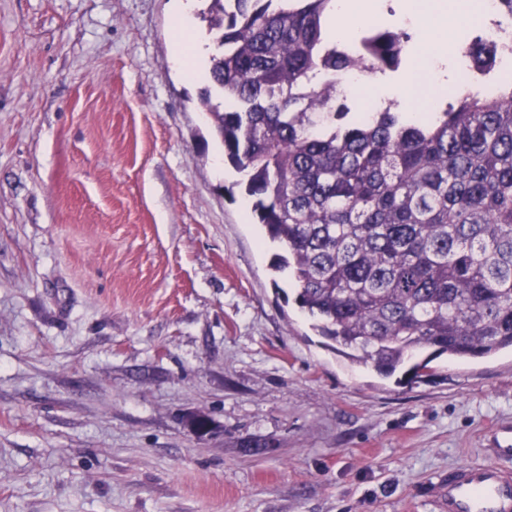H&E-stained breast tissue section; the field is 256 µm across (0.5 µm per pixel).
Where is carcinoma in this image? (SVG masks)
Here are the masks:
<instances>
[{
    "label": "carcinoma",
    "instance_id": "obj_1",
    "mask_svg": "<svg viewBox=\"0 0 512 512\" xmlns=\"http://www.w3.org/2000/svg\"><path fill=\"white\" fill-rule=\"evenodd\" d=\"M207 2L199 109L313 328L383 378L512 350V77L419 119L348 120L336 75L398 71L407 33L348 52L326 37L332 0ZM465 54L496 65L479 38Z\"/></svg>",
    "mask_w": 512,
    "mask_h": 512
}]
</instances>
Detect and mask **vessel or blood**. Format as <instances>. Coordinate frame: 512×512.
Masks as SVG:
<instances>
[{
    "label": "vessel or blood",
    "mask_w": 512,
    "mask_h": 512,
    "mask_svg": "<svg viewBox=\"0 0 512 512\" xmlns=\"http://www.w3.org/2000/svg\"><path fill=\"white\" fill-rule=\"evenodd\" d=\"M498 462L461 465L448 473L441 486L445 512H512V428H499L496 435Z\"/></svg>",
    "instance_id": "b4317fda"
}]
</instances>
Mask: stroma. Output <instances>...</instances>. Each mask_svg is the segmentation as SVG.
<instances>
[{
  "label": "stroma",
  "instance_id": "stroma-1",
  "mask_svg": "<svg viewBox=\"0 0 512 512\" xmlns=\"http://www.w3.org/2000/svg\"><path fill=\"white\" fill-rule=\"evenodd\" d=\"M172 26L171 0H0V512H439L512 424V354L398 384L337 353ZM174 47L171 57L174 68L184 72L188 78H206L207 73L199 62L201 47L193 39L190 53H186L182 39L177 40Z\"/></svg>",
  "mask_w": 512,
  "mask_h": 512
}]
</instances>
